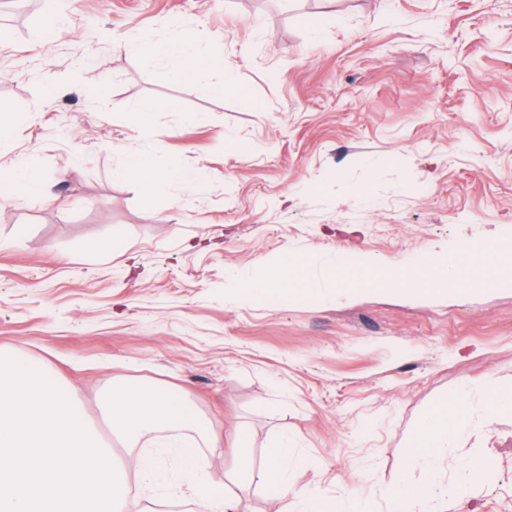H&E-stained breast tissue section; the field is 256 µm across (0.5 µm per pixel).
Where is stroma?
Instances as JSON below:
<instances>
[{"mask_svg": "<svg viewBox=\"0 0 512 512\" xmlns=\"http://www.w3.org/2000/svg\"><path fill=\"white\" fill-rule=\"evenodd\" d=\"M68 34L44 39L46 16ZM195 30L239 91L216 97L176 61L113 50L111 37ZM0 170L24 162L44 191L0 198V352L42 365L97 417L119 385L182 389L224 441L241 438L249 512H297L260 477L286 448L299 488L350 512L354 492L389 512L401 476L455 479L471 449L497 477L460 512H512V275L465 291L358 290L342 254L410 267L479 240L512 242V0H30L0 15ZM101 83L87 97L80 81ZM161 98L171 109L143 111ZM197 181L156 207L127 156ZM317 297L243 301L238 278L284 252ZM463 396L468 423L437 462L401 473L424 417ZM194 443L205 483L226 486L228 448ZM163 434L136 450L194 504Z\"/></svg>", "mask_w": 512, "mask_h": 512, "instance_id": "35a3bbf8", "label": "stroma"}]
</instances>
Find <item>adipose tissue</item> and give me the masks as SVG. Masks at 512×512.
<instances>
[{"label": "adipose tissue", "mask_w": 512, "mask_h": 512, "mask_svg": "<svg viewBox=\"0 0 512 512\" xmlns=\"http://www.w3.org/2000/svg\"><path fill=\"white\" fill-rule=\"evenodd\" d=\"M112 46L119 51H135L157 60H176L178 78L200 82L203 91L221 96L236 90L233 78L209 81L208 75L220 71L221 66L214 56L200 51L197 39L185 28H178L176 36L169 41H159L150 35L122 37L113 40ZM121 175L137 176L142 180L154 203L170 204L167 192L169 183L186 179V172L156 170L150 159L144 155H132L120 170ZM485 265L488 279L512 271V243L479 242L462 248L460 256L427 254L422 262L409 268H380L345 260L340 264L345 281L373 289L383 287L402 294H416L429 286L453 284L463 286L469 282L468 263ZM310 294L313 291L301 266L292 254H283L279 261L255 275L242 278L239 292L243 300L278 301L285 291ZM467 420L465 405L461 399L453 398L442 403L421 424L409 439L404 450L405 461L417 458H436L450 434L465 426ZM481 462L477 456H470L462 464L459 481L451 486L429 478L416 483L401 478L399 484L389 492L391 512H432L437 500H445L449 506H458L467 495L473 481H476ZM265 480L276 486V498L292 499L304 504L307 512H334L328 502L319 501L304 490L293 486L288 480L287 468L281 453H272L265 468Z\"/></svg>", "instance_id": "obj_1"}]
</instances>
